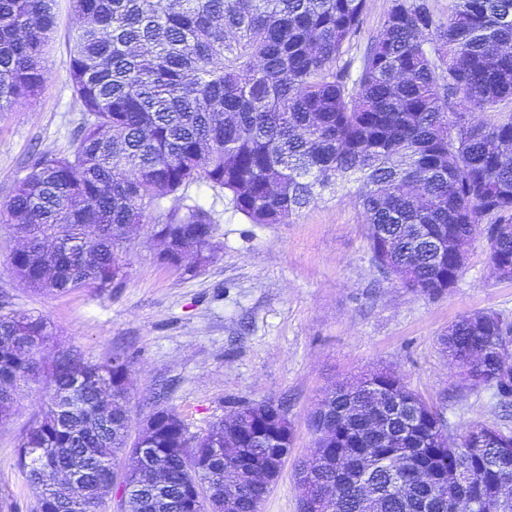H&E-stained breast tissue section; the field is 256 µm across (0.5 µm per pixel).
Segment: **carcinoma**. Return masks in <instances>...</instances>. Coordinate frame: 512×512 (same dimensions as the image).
I'll return each instance as SVG.
<instances>
[{"label": "carcinoma", "mask_w": 512, "mask_h": 512, "mask_svg": "<svg viewBox=\"0 0 512 512\" xmlns=\"http://www.w3.org/2000/svg\"><path fill=\"white\" fill-rule=\"evenodd\" d=\"M60 0H0V112L36 102ZM83 19L68 68L83 122L60 154L33 157L0 204L26 245L11 262L23 285L65 293L123 276L120 250L155 224L177 267L214 255L205 184L249 224H286L339 185H356L372 261L429 297L453 287L466 247L512 272V0H454L448 24L427 0H390L357 78L349 52L368 0H68ZM474 112L493 114L474 123ZM494 311L448 329L449 359L474 386L496 384L512 410ZM44 319L0 314V420L42 370ZM42 419L19 438L33 512H100L114 482L128 512H260L271 425L247 402L199 435L158 404L150 435L130 439L131 362L51 355ZM341 384L321 401L333 436L317 441L303 512H489L512 477V429L478 448L442 441L444 425L403 378ZM409 400L411 420L395 408ZM433 474L435 487L422 482Z\"/></svg>", "instance_id": "cac0c4a2"}]
</instances>
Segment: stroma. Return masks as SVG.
Returning <instances> with one entry per match:
<instances>
[{
    "label": "stroma",
    "mask_w": 512,
    "mask_h": 512,
    "mask_svg": "<svg viewBox=\"0 0 512 512\" xmlns=\"http://www.w3.org/2000/svg\"><path fill=\"white\" fill-rule=\"evenodd\" d=\"M75 17L51 36L47 78L33 106L0 112V202L25 177L35 153L58 154L83 118L66 51ZM216 224L212 260L181 268L161 259L157 228L142 224L125 243L123 282L107 290L57 294L27 288L11 264L21 240L0 221V313L46 320L50 347L98 361L118 352L133 362L129 431L138 436L153 402L204 433L234 402H285L293 451L261 512H302L294 466L316 446L310 422L337 384L391 369L436 405L450 439L476 423L510 426L494 388L472 387L442 352L440 338L464 316L493 310L512 321V279L491 269L483 239L467 248L453 288L421 295L382 278L352 190L328 195L285 224H249L224 211L220 192L191 187ZM45 382L22 386L0 421V512H31L34 496L16 466L20 434L40 417Z\"/></svg>",
    "instance_id": "1"
}]
</instances>
